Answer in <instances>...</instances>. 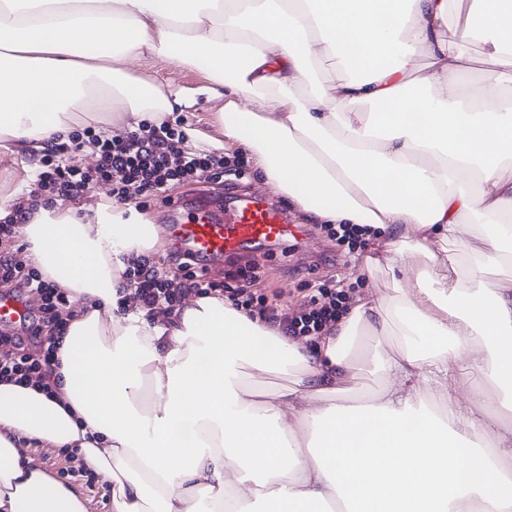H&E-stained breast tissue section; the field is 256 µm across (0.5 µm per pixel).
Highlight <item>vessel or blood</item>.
Here are the masks:
<instances>
[{"label": "vessel or blood", "mask_w": 512, "mask_h": 512, "mask_svg": "<svg viewBox=\"0 0 512 512\" xmlns=\"http://www.w3.org/2000/svg\"><path fill=\"white\" fill-rule=\"evenodd\" d=\"M163 207L172 220L175 246L202 261L224 257L246 243H278L293 233L286 208L235 189L225 190L220 216L203 207H187L180 198L165 201ZM30 312L27 298L0 295V322L19 323Z\"/></svg>", "instance_id": "b4317fda"}]
</instances>
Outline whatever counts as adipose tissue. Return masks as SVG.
<instances>
[{"label":"adipose tissue","instance_id":"obj_1","mask_svg":"<svg viewBox=\"0 0 512 512\" xmlns=\"http://www.w3.org/2000/svg\"><path fill=\"white\" fill-rule=\"evenodd\" d=\"M447 20L512 63V0H0L1 143L160 121L193 93L128 63L200 65L225 148L319 221L387 233L365 263L407 274L311 348L218 297L120 315L156 226L39 210L25 259L78 307L55 394L0 382V512H87L38 446L78 449L112 512H512V283L484 277L512 255V74L460 89Z\"/></svg>","mask_w":512,"mask_h":512}]
</instances>
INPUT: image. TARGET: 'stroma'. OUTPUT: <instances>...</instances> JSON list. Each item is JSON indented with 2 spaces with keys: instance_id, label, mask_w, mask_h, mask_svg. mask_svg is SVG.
<instances>
[{
  "instance_id": "stroma-1",
  "label": "stroma",
  "mask_w": 512,
  "mask_h": 512,
  "mask_svg": "<svg viewBox=\"0 0 512 512\" xmlns=\"http://www.w3.org/2000/svg\"><path fill=\"white\" fill-rule=\"evenodd\" d=\"M130 73L140 80L195 90L193 105L176 108L175 113L187 121L192 141L223 153L225 168H233L238 152L224 147V136L217 119L221 106L205 94L207 80L203 70L174 61L140 62L132 65ZM36 154V149L28 147H0V201H5L7 206L27 202L33 188ZM243 170V176L237 181L238 187L288 206L300 233L297 238L273 246L245 245L238 255L210 267V280L224 284L236 278L239 272L254 270L257 279L251 286L252 291L278 295L280 303L291 310L298 309L312 289L325 285L343 291L350 299L363 294L369 287H392L391 272L372 271L364 264L366 256L379 253L382 239L373 238L352 250L338 246L322 224L266 184L252 162H245ZM28 454L38 467L80 491L86 499L87 512H110L111 490L107 483L96 474L88 479L66 475L70 463L64 449L32 448Z\"/></svg>"
}]
</instances>
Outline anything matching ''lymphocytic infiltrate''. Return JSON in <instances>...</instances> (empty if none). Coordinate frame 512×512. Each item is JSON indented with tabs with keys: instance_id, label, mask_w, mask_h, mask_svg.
Listing matches in <instances>:
<instances>
[{
	"instance_id": "1",
	"label": "lymphocytic infiltrate",
	"mask_w": 512,
	"mask_h": 512,
	"mask_svg": "<svg viewBox=\"0 0 512 512\" xmlns=\"http://www.w3.org/2000/svg\"><path fill=\"white\" fill-rule=\"evenodd\" d=\"M188 135L184 120H162L144 125L123 135H112L91 127L73 131L69 141L56 143L44 151L38 160L34 183L47 192L52 201L76 200L91 183L113 181L112 201L120 205H135L146 209L147 199L168 197L171 185L191 179L219 180L224 176V158L205 149L187 148ZM91 148L99 155L96 170L85 171L68 165L69 153ZM170 264L181 271L187 292L199 298L226 296L227 300L253 319L280 330L288 336H320L330 332L342 311L343 294L332 288H319L310 295L306 307L293 315L280 313L266 298L254 296L247 288L207 281L194 270L186 253L173 250L167 255ZM123 286L117 291V306L136 302L147 311L164 307L176 311L177 296L166 288L167 278L158 264L143 257L122 273ZM0 287L36 290L41 297L40 315L28 328L33 339L41 340L43 356H30L12 351L0 352V378L22 379L37 375L50 378L57 365L54 337L67 323L70 299L65 291L27 263L17 260L10 252H0Z\"/></svg>"
}]
</instances>
